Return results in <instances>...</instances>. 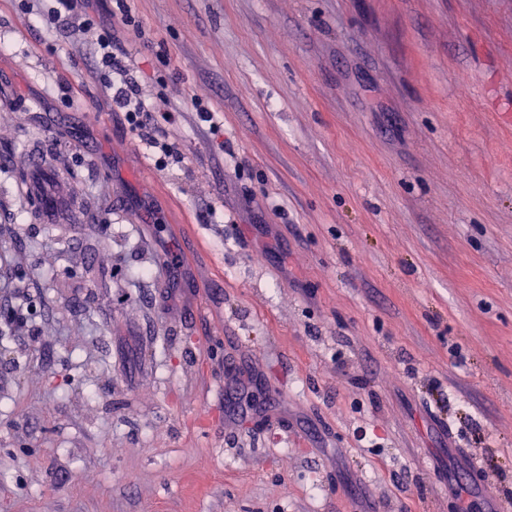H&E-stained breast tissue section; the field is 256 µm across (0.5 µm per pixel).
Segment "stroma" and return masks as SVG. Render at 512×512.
Listing matches in <instances>:
<instances>
[{
	"label": "stroma",
	"instance_id": "stroma-1",
	"mask_svg": "<svg viewBox=\"0 0 512 512\" xmlns=\"http://www.w3.org/2000/svg\"><path fill=\"white\" fill-rule=\"evenodd\" d=\"M127 2L163 169L0 0V512H512V0ZM192 106L199 121L207 124L210 133L219 140V142L216 140L217 146H223L224 141L220 139L223 138L224 124L219 121L218 113L212 103L209 100L196 97L192 99Z\"/></svg>",
	"mask_w": 512,
	"mask_h": 512
}]
</instances>
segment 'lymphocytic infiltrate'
Instances as JSON below:
<instances>
[{"mask_svg": "<svg viewBox=\"0 0 512 512\" xmlns=\"http://www.w3.org/2000/svg\"><path fill=\"white\" fill-rule=\"evenodd\" d=\"M37 0H25V13L36 14L38 20L53 31L85 40L96 59L97 75L113 104L122 112L128 128L137 132L157 153V167H167L179 160V126L174 113L151 111L142 88L134 75V66L120 60L113 31L120 28L137 39H145L146 32L135 13L120 7L112 18H105L93 0H53L47 12H36Z\"/></svg>", "mask_w": 512, "mask_h": 512, "instance_id": "lymphocytic-infiltrate-1", "label": "lymphocytic infiltrate"}]
</instances>
